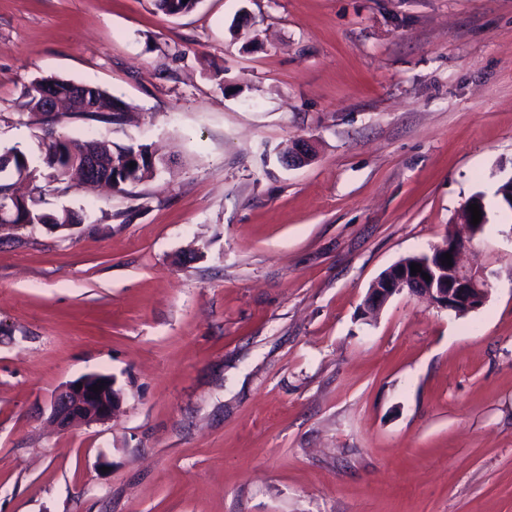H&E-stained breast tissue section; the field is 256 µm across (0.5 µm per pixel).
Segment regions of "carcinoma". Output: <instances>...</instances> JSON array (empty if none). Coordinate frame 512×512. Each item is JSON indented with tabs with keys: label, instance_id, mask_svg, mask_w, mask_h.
<instances>
[{
	"label": "carcinoma",
	"instance_id": "obj_1",
	"mask_svg": "<svg viewBox=\"0 0 512 512\" xmlns=\"http://www.w3.org/2000/svg\"><path fill=\"white\" fill-rule=\"evenodd\" d=\"M155 9L165 16L176 17L191 12L198 0H152ZM43 84L55 86L60 92H65L72 81L57 77L41 78L32 83L25 92V107L33 114L41 116L47 125L43 138L44 164L52 170V176L58 181L66 180L72 172H81L82 160L80 148L83 141L58 133L54 130L60 118H90L92 120L119 124L123 121L129 105L120 98L109 94L101 87L92 86L97 107L93 112H57L52 114L44 110V105L37 94L36 87ZM99 165L108 173L105 184L119 191L129 183L139 182L153 175L155 166L149 161L150 148L147 145L112 146L104 140L95 141ZM135 156L134 167L124 164L119 170H114L112 163L123 157ZM15 211L0 212V227L5 230H18L26 226L42 224H75L77 215L71 210L47 213L41 209V200L31 196L14 204Z\"/></svg>",
	"mask_w": 512,
	"mask_h": 512
}]
</instances>
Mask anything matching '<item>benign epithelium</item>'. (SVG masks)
I'll return each mask as SVG.
<instances>
[{
    "label": "benign epithelium",
    "instance_id": "benign-epithelium-1",
    "mask_svg": "<svg viewBox=\"0 0 512 512\" xmlns=\"http://www.w3.org/2000/svg\"><path fill=\"white\" fill-rule=\"evenodd\" d=\"M465 239L448 234L444 244L418 254L415 263L422 271L413 275L410 266L396 270L393 277L375 279L364 300L363 308L371 314L382 308L393 296L407 294L424 298L440 309L457 315H466L482 308L489 296V284L484 273L461 263ZM452 255V265L442 263L443 254ZM428 274L425 280L422 274ZM101 387L98 392L93 386ZM123 400L116 390V381L110 375L93 373L62 385L53 395L49 418L66 429L77 424L103 422L111 418Z\"/></svg>",
    "mask_w": 512,
    "mask_h": 512
}]
</instances>
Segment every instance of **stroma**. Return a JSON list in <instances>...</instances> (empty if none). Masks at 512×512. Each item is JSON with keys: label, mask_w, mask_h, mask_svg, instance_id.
Wrapping results in <instances>:
<instances>
[{"label": "stroma", "mask_w": 512, "mask_h": 512, "mask_svg": "<svg viewBox=\"0 0 512 512\" xmlns=\"http://www.w3.org/2000/svg\"><path fill=\"white\" fill-rule=\"evenodd\" d=\"M50 76L132 108L57 131L175 165L54 180ZM13 150L81 222L0 232V512H512V0H0ZM477 193L484 307L364 315ZM89 373L117 416L49 426Z\"/></svg>", "instance_id": "obj_1"}]
</instances>
